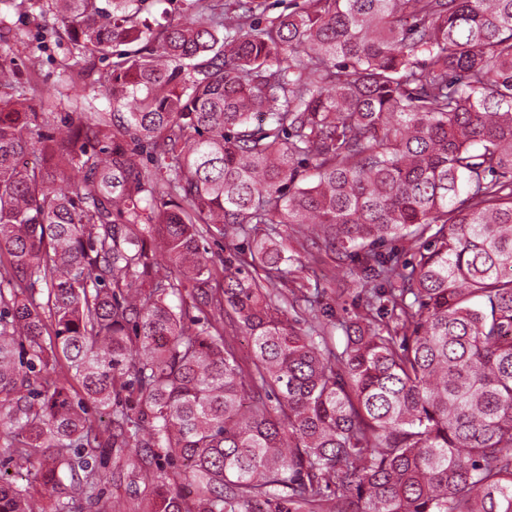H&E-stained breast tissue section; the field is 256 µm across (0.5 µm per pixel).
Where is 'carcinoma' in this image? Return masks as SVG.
I'll return each instance as SVG.
<instances>
[{
  "mask_svg": "<svg viewBox=\"0 0 512 512\" xmlns=\"http://www.w3.org/2000/svg\"><path fill=\"white\" fill-rule=\"evenodd\" d=\"M152 2L10 0L73 114L0 53V439L54 489L1 472L0 512L98 504L131 446L143 512H512V0ZM281 224L354 263L358 322L288 289ZM0 12L8 14L12 32L5 34L7 42H0L21 63V82L36 81L44 90L43 97L50 93L66 94L67 86L62 75V63L69 54L70 45L59 35L58 25L51 16H19L8 0H0ZM15 33H18L15 36ZM39 49H38V48ZM206 237V246L209 247L211 251L219 253L224 259H230L231 256L237 254V252L245 246L242 240L224 238V235L220 234L215 228H212L211 234Z\"/></svg>",
  "mask_w": 512,
  "mask_h": 512,
  "instance_id": "cac0c4a2",
  "label": "carcinoma"
}]
</instances>
